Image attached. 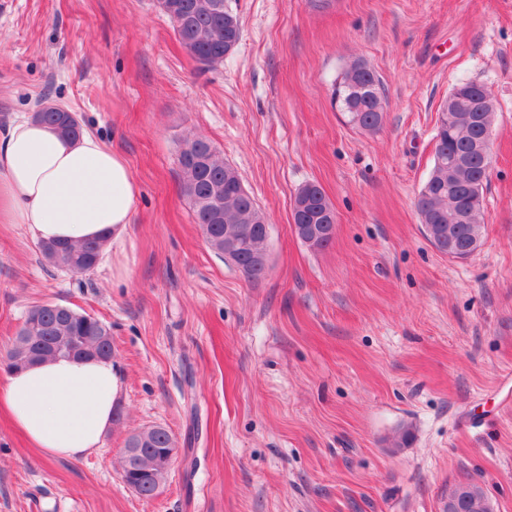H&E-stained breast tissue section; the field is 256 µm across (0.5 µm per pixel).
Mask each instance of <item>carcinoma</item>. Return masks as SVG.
Returning <instances> with one entry per match:
<instances>
[{
	"label": "carcinoma",
	"mask_w": 512,
	"mask_h": 512,
	"mask_svg": "<svg viewBox=\"0 0 512 512\" xmlns=\"http://www.w3.org/2000/svg\"><path fill=\"white\" fill-rule=\"evenodd\" d=\"M176 9L167 13L173 31L184 51L203 67L224 61L241 39V22L230 0H218L221 7L200 8V0H168ZM456 95L448 105V124L439 125L435 134L434 162L424 183L416 209L421 224L430 225L436 237L431 244L442 254L459 260L473 256L482 244L484 192L488 182L490 158L471 150L474 141L486 133L477 121L483 112L495 119L488 107L490 88L480 82L465 81L455 86ZM336 103L350 122L378 130L384 120L385 97L382 83L362 62L353 63L336 84ZM33 119L51 126L60 136L77 138L82 127L77 116L55 104L42 106ZM179 163L183 193L189 199L195 223L199 224L210 247L224 256L225 232L246 226L249 232L232 242L233 266L248 280L265 278L268 260L269 226L253 197L245 191L236 169L216 154L212 144L200 136L183 141ZM307 203L308 220L297 225L329 224L335 211L321 185L309 182L297 191ZM104 242L88 239L79 244L52 241L40 243L43 257L54 267L76 276L93 271L101 258ZM111 326L87 312L59 303L36 304L27 310L15 337L0 354L10 371L60 357L112 359ZM125 447L137 454L121 460L122 480L136 487L144 498L154 497L170 470V455L175 451L169 431L159 425L130 434ZM451 512H492L488 497L476 484L458 483L448 491Z\"/></svg>",
	"instance_id": "carcinoma-1"
}]
</instances>
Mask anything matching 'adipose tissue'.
Masks as SVG:
<instances>
[{"label": "adipose tissue", "mask_w": 512, "mask_h": 512, "mask_svg": "<svg viewBox=\"0 0 512 512\" xmlns=\"http://www.w3.org/2000/svg\"><path fill=\"white\" fill-rule=\"evenodd\" d=\"M140 190L126 159L86 133L58 136L30 118L0 132V224L38 241L123 237ZM111 361L60 358L0 381V409L45 460L95 451L112 423Z\"/></svg>", "instance_id": "1"}]
</instances>
